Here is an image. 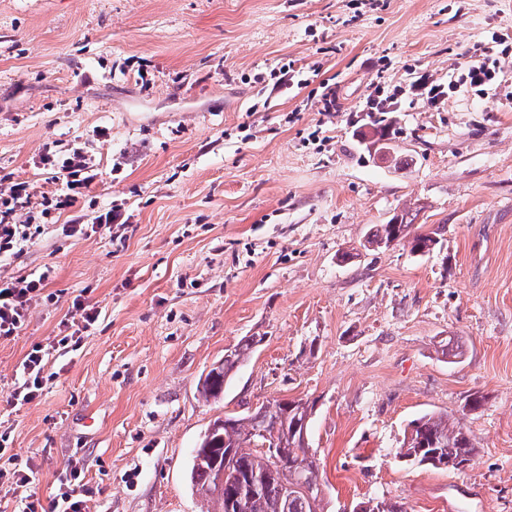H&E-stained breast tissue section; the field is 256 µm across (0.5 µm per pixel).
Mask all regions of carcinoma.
<instances>
[{
  "label": "carcinoma",
  "mask_w": 512,
  "mask_h": 512,
  "mask_svg": "<svg viewBox=\"0 0 512 512\" xmlns=\"http://www.w3.org/2000/svg\"><path fill=\"white\" fill-rule=\"evenodd\" d=\"M419 210L402 209L376 229L363 244L364 249H386L407 244L411 254L428 256L440 245L437 233L420 232L415 227ZM263 342L248 336L226 351L224 362L211 370L200 383L206 401L224 395L232 373ZM314 403L303 400H276L247 413H229L213 422L214 430L204 434L191 451L189 478L192 486L215 504L213 512H324L326 496H310L295 489L303 481L325 485L310 440L301 437L298 426L311 419ZM399 457L418 465L448 471H463L477 448L459 419L446 413H425L409 424ZM276 433L284 447L272 454L262 446L259 431ZM223 485H218L219 474ZM361 512H406L385 499L371 498Z\"/></svg>",
  "instance_id": "cac0c4a2"
}]
</instances>
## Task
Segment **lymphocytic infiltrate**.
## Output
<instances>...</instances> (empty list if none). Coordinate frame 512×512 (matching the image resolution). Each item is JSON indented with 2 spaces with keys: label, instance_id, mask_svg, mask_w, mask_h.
Instances as JSON below:
<instances>
[{
  "label": "lymphocytic infiltrate",
  "instance_id": "1",
  "mask_svg": "<svg viewBox=\"0 0 512 512\" xmlns=\"http://www.w3.org/2000/svg\"><path fill=\"white\" fill-rule=\"evenodd\" d=\"M509 56H512V35L492 33L490 40L474 48L464 66L449 75L447 84H438L421 76L388 92L380 88L368 95L363 109L367 112L396 111L400 99L407 94L435 104L461 90L481 98L488 97L498 81L502 59ZM43 162L50 166L59 165L66 174L60 193L48 199L47 210L61 211L74 206L80 190L86 185L83 176L88 167L85 155L75 151L62 162H55L50 156L44 157ZM28 199L27 187L22 183L15 184L8 197H0V256L19 254L35 241L32 224H21L16 220L18 211L26 208ZM48 278L45 272L34 277L0 276V340L17 335L28 318L30 307L45 300ZM98 317L99 311L95 306L82 299H74L70 315L63 322L66 334L55 336L48 343L32 346L20 364L22 380L5 395V403L15 406L39 398L48 380L46 368L50 355L63 356L76 350L83 331L93 325ZM92 496L93 491L86 486L81 468L72 461L66 465L59 479L56 495L46 501L28 495L24 499L22 512H86L87 502Z\"/></svg>",
  "mask_w": 512,
  "mask_h": 512
}]
</instances>
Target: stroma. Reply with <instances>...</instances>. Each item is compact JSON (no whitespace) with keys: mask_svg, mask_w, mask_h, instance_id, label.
Masks as SVG:
<instances>
[{"mask_svg":"<svg viewBox=\"0 0 512 512\" xmlns=\"http://www.w3.org/2000/svg\"><path fill=\"white\" fill-rule=\"evenodd\" d=\"M495 31L512 33V0H0V193L55 194L48 152L82 151L91 178L0 258L4 277L49 271L54 295L0 340V391L75 297L100 311L38 399L0 407V469L33 471L0 512L55 495L74 459L88 512H205L188 463L209 425L300 398L331 512H512V57L496 96L402 98L387 155L361 110L375 85L447 81ZM416 203L439 252L364 250ZM105 213L113 233L61 232ZM246 336L263 343L205 401L200 378ZM431 411L469 430L464 472L398 458Z\"/></svg>","mask_w":512,"mask_h":512,"instance_id":"stroma-1","label":"stroma"}]
</instances>
